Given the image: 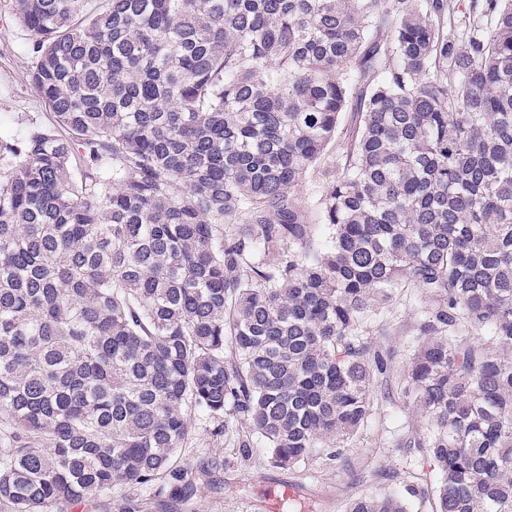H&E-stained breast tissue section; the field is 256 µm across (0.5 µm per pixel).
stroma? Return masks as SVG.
<instances>
[{"instance_id":"35a3bbf8","label":"stroma","mask_w":512,"mask_h":512,"mask_svg":"<svg viewBox=\"0 0 512 512\" xmlns=\"http://www.w3.org/2000/svg\"><path fill=\"white\" fill-rule=\"evenodd\" d=\"M32 39L21 26L13 10V0H0V126L23 130L33 125H47L53 114L32 84L29 72L32 56L23 47ZM341 170V151L329 144L320 161L319 172L310 174L293 190L299 202L314 208L326 184L322 172L337 175ZM418 304L397 297L380 309L364 327V334L377 347L391 348L397 353V365H404L407 353L416 339L415 315ZM209 417H190V432L181 454L189 459L202 481L200 496L177 512H257L261 495L282 493L289 485H304L314 505V512H347L351 498L382 495L399 489L398 476L404 469L406 454L400 448H380L375 444L378 422H371L353 447L348 449V465L317 461L287 469H276L267 463L265 449H257L249 460L229 458L223 437L214 433ZM225 459L224 469L212 471V458Z\"/></svg>"}]
</instances>
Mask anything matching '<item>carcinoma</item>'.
I'll use <instances>...</instances> for the list:
<instances>
[{
  "label": "carcinoma",
  "mask_w": 512,
  "mask_h": 512,
  "mask_svg": "<svg viewBox=\"0 0 512 512\" xmlns=\"http://www.w3.org/2000/svg\"><path fill=\"white\" fill-rule=\"evenodd\" d=\"M15 2L55 123L0 131V512L194 500L192 412L237 459L345 463L393 378L419 425L379 444L433 481L349 512H512V0L459 41L455 0ZM409 289L398 373L362 325ZM352 120V112L341 114L338 123V136L336 141L329 144L320 161L319 172L328 171L330 177L336 176L341 171V150L337 146V142L343 135V132L349 126ZM317 169V171H318ZM312 173L306 177L298 186L293 190L295 197L299 202L307 207L309 210H314L317 200L323 194L327 187L326 182L322 181L320 173ZM155 492L154 489H142L140 486L131 485V484H119L112 488V496L106 501V507H100V509L86 507L84 504L76 505L72 507L71 511L68 512H115V506L119 503L124 497L131 493H138L140 495H150L153 497ZM89 510V511H88ZM93 510V511H91ZM95 510V511H94ZM106 510V511H102Z\"/></svg>",
  "instance_id": "1"
}]
</instances>
